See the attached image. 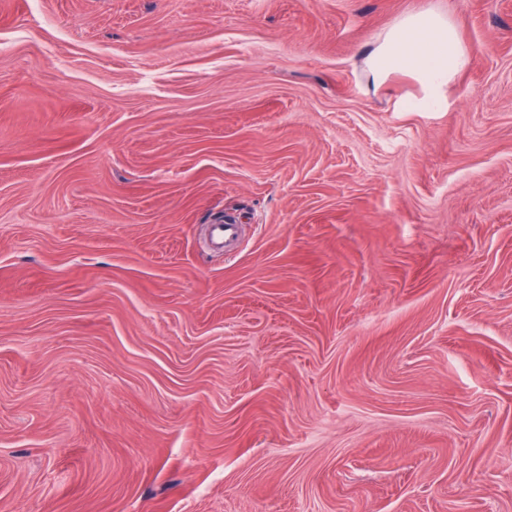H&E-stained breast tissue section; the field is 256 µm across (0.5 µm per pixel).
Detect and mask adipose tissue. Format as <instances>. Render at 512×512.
Returning a JSON list of instances; mask_svg holds the SVG:
<instances>
[{"mask_svg":"<svg viewBox=\"0 0 512 512\" xmlns=\"http://www.w3.org/2000/svg\"><path fill=\"white\" fill-rule=\"evenodd\" d=\"M467 62V51L453 24L431 9L405 16L375 41L366 56L368 77L374 84H384L396 73L415 79L421 98L401 105L411 112L441 106L449 82Z\"/></svg>","mask_w":512,"mask_h":512,"instance_id":"adipose-tissue-1","label":"adipose tissue"}]
</instances>
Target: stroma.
<instances>
[{"label":"stroma","instance_id":"1","mask_svg":"<svg viewBox=\"0 0 512 512\" xmlns=\"http://www.w3.org/2000/svg\"><path fill=\"white\" fill-rule=\"evenodd\" d=\"M0 512H512V0H0ZM468 55L450 20L432 9L405 16L366 55L368 77L384 84L396 73L411 75L422 96L400 101L404 111L426 112L445 101L449 82L466 66Z\"/></svg>","mask_w":512,"mask_h":512}]
</instances>
